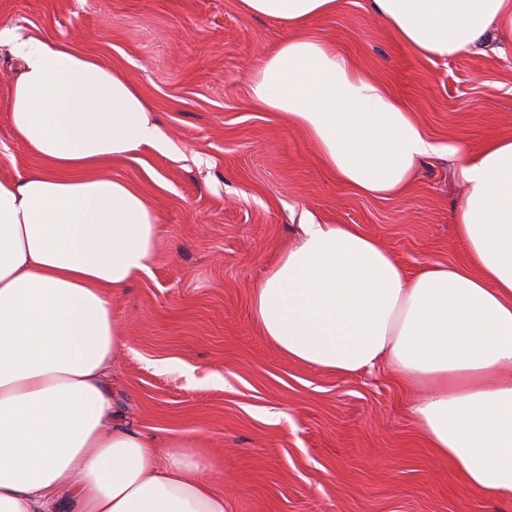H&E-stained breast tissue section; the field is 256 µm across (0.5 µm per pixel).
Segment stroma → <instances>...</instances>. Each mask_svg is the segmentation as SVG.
Listing matches in <instances>:
<instances>
[{"label": "stroma", "instance_id": "35a3bbf8", "mask_svg": "<svg viewBox=\"0 0 512 512\" xmlns=\"http://www.w3.org/2000/svg\"><path fill=\"white\" fill-rule=\"evenodd\" d=\"M22 37L69 40L120 71L167 138L112 161L157 216L150 270L112 298L128 347L108 376L125 423L159 443L202 436L224 512H512L464 491L432 454L411 395L388 367L340 376L288 361L251 319V295L312 217L376 239L410 273L469 259L450 220L464 188L428 159L407 193L341 183L250 82L289 30L238 0H0ZM309 35L389 83L440 144L512 136V49L426 60L400 47L367 0H345ZM0 46V176L44 163L10 124Z\"/></svg>", "mask_w": 512, "mask_h": 512}]
</instances>
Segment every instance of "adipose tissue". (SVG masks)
<instances>
[{
  "label": "adipose tissue",
  "instance_id": "obj_1",
  "mask_svg": "<svg viewBox=\"0 0 512 512\" xmlns=\"http://www.w3.org/2000/svg\"><path fill=\"white\" fill-rule=\"evenodd\" d=\"M287 40L253 76L337 178L397 198L421 160L451 157L465 194L452 221L467 262L407 273L376 240L308 222L252 292L251 317L288 360L339 375L388 365L411 414L464 488L512 500V137L441 147L393 90L305 29L342 0H239ZM418 57L512 43V0H369ZM11 123L46 166L0 177V512H224L185 437L157 447L126 425L107 378L126 336L110 296L148 272L157 217L105 163L166 138L143 96L73 43L19 39Z\"/></svg>",
  "mask_w": 512,
  "mask_h": 512
}]
</instances>
